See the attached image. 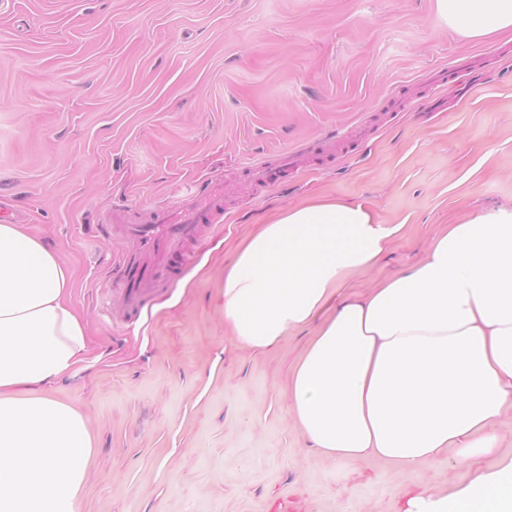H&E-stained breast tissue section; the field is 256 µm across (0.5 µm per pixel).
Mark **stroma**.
<instances>
[{
	"instance_id": "35a3bbf8",
	"label": "stroma",
	"mask_w": 512,
	"mask_h": 512,
	"mask_svg": "<svg viewBox=\"0 0 512 512\" xmlns=\"http://www.w3.org/2000/svg\"><path fill=\"white\" fill-rule=\"evenodd\" d=\"M363 131L272 185L245 170ZM205 179L224 209L139 319L113 302L147 220ZM359 202L400 224L363 294L464 217L512 209V36L465 40L434 0H9L0 9V207L74 270L88 361L55 397L94 453L79 512H400L452 490L440 459L404 474L311 448L285 391L304 335L254 355L224 328V268L277 209Z\"/></svg>"
}]
</instances>
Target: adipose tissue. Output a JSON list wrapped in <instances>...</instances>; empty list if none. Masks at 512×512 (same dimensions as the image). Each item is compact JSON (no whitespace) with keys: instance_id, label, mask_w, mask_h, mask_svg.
Instances as JSON below:
<instances>
[{"instance_id":"ef3b65f1","label":"adipose tissue","mask_w":512,"mask_h":512,"mask_svg":"<svg viewBox=\"0 0 512 512\" xmlns=\"http://www.w3.org/2000/svg\"><path fill=\"white\" fill-rule=\"evenodd\" d=\"M436 11L465 38L512 31V0H436ZM400 230L360 203L279 209L225 268L223 310L257 355L309 330L287 392L313 448L410 473L461 448L491 451V429L512 409V211L449 225L421 264L342 298ZM72 286L56 249L0 223V512H77L86 486L93 438L50 393L89 351ZM452 504L512 512V457L401 512Z\"/></svg>"}]
</instances>
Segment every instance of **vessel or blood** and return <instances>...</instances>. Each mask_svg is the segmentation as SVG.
<instances>
[{"label": "vessel or blood", "mask_w": 512, "mask_h": 512, "mask_svg": "<svg viewBox=\"0 0 512 512\" xmlns=\"http://www.w3.org/2000/svg\"><path fill=\"white\" fill-rule=\"evenodd\" d=\"M319 147L306 145L279 156L276 163H263L249 172L251 180L269 184L279 179L297 161L318 155ZM224 208L220 182L212 181L187 196L179 211L154 209L149 222H125L120 211L111 212L105 231L137 242V250L126 255L118 267L117 293L129 315H141L155 284L172 281L175 262L182 258L186 244L199 241L202 226Z\"/></svg>", "instance_id": "vessel-or-blood-1"}]
</instances>
